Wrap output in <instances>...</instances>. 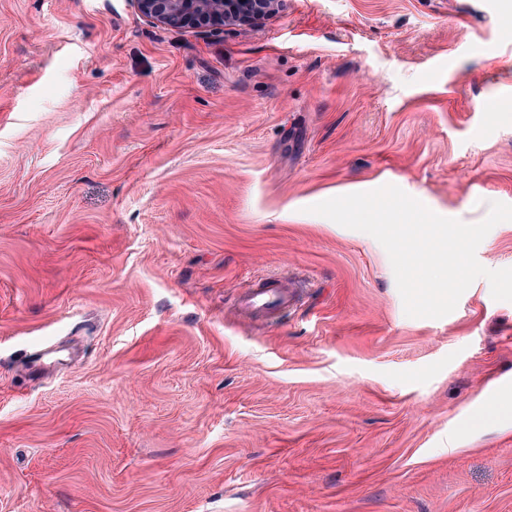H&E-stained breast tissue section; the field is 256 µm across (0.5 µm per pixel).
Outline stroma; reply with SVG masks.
I'll list each match as a JSON object with an SVG mask.
<instances>
[{
    "label": "stroma",
    "instance_id": "1",
    "mask_svg": "<svg viewBox=\"0 0 512 512\" xmlns=\"http://www.w3.org/2000/svg\"><path fill=\"white\" fill-rule=\"evenodd\" d=\"M512 0H281L216 33L0 0V512H512V302L404 311L387 184L512 205ZM479 263L512 267V221ZM291 284L272 321L239 298ZM492 408L503 416L512 414V379H503L481 400L471 405L462 417V424L472 429L481 427L492 416Z\"/></svg>",
    "mask_w": 512,
    "mask_h": 512
}]
</instances>
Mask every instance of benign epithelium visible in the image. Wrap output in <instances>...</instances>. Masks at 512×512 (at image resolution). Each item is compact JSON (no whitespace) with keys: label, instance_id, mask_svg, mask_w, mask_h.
<instances>
[{"label":"benign epithelium","instance_id":"1","mask_svg":"<svg viewBox=\"0 0 512 512\" xmlns=\"http://www.w3.org/2000/svg\"><path fill=\"white\" fill-rule=\"evenodd\" d=\"M155 24L221 30L227 24L253 23L275 11L279 0H131Z\"/></svg>","mask_w":512,"mask_h":512}]
</instances>
